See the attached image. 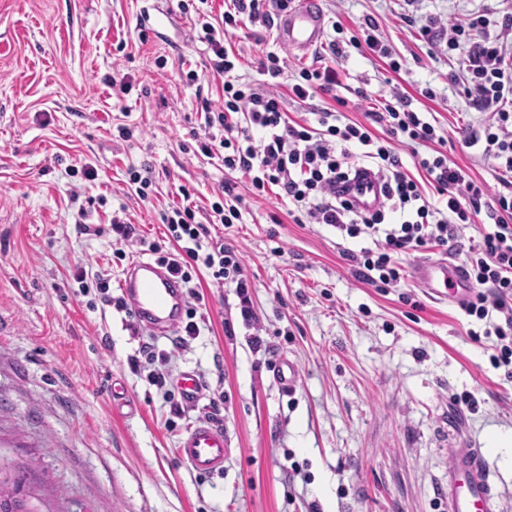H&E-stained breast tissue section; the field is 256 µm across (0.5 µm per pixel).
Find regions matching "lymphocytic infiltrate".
Segmentation results:
<instances>
[{"instance_id": "lymphocytic-infiltrate-1", "label": "lymphocytic infiltrate", "mask_w": 512, "mask_h": 512, "mask_svg": "<svg viewBox=\"0 0 512 512\" xmlns=\"http://www.w3.org/2000/svg\"><path fill=\"white\" fill-rule=\"evenodd\" d=\"M288 2L231 0L216 22H202L199 40L211 54L212 74L224 79V96L205 113L201 153L218 158L225 171L247 176L255 196L277 190L280 198L288 200V215L294 223L325 224L351 238H370L372 247L345 255L355 280L368 287H398L401 256L433 246L457 249L460 225L478 228L479 240L469 246L464 260L473 294L463 310L467 316L487 321L485 335L498 340L491 362L506 367L512 378V12L503 14L495 35L488 33L490 21L482 10L455 23L433 18L424 28L430 41L443 40L449 49L464 52L465 93L485 119L480 128L463 132L462 141L468 148L481 147L483 156L496 160L505 178L502 191L494 193L449 158L445 138L423 113L413 109L409 95L395 94L381 110L367 111L361 122H341L335 110L321 108L315 110L314 122L302 124L290 120L283 109L277 80L284 67L275 53L258 62L262 82L240 83L236 74L239 58L224 40L226 27L244 19L268 24L273 13L287 10ZM350 46L366 47L369 54L388 59L392 72L401 70L391 58L379 23L371 17L349 44L329 40L323 63L301 69L298 80L289 84L292 98L304 102L317 93L335 96L341 84L336 61ZM374 123L398 142L432 146L431 155L417 160L424 180L409 176L398 154L374 137L370 129ZM361 147L376 162L389 211L398 215L396 224H386L389 211L360 213L336 191L337 184L356 167L355 151ZM428 185L435 189L437 201L426 196ZM220 193L204 223L197 221L192 201L186 199L173 207L163 217L171 251L161 252L155 244L150 247L189 286L187 321L172 340L178 349L200 334L195 317L204 298L191 283L202 274L216 288L235 283L240 316L254 331L251 344L257 350L265 344L258 332L260 320L241 252L233 244L209 238V225L228 227L242 216L244 198L234 184L224 183ZM497 314L502 317L498 323L493 320Z\"/></svg>"}]
</instances>
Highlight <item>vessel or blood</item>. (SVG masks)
I'll return each instance as SVG.
<instances>
[{"instance_id":"1","label":"vessel or blood","mask_w":512,"mask_h":512,"mask_svg":"<svg viewBox=\"0 0 512 512\" xmlns=\"http://www.w3.org/2000/svg\"><path fill=\"white\" fill-rule=\"evenodd\" d=\"M279 37L289 49L306 53L322 40L324 16L318 0H294L278 19ZM380 175L373 169L356 167L351 179L338 191L361 212L372 213L384 207L386 199ZM411 275L435 299L461 304L472 293L462 265L447 259L419 260ZM121 288L128 300L136 326L154 336H167L177 329L188 303L184 285L167 266L139 259L127 268ZM182 404L195 408L202 398L204 384L194 373L185 372L177 380ZM179 455L190 468L203 474L224 470L228 440L222 426L206 419L195 421L178 442ZM495 487L484 452L479 448L457 451L451 461L448 479V512H493Z\"/></svg>"}]
</instances>
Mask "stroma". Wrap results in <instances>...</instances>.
Returning <instances> with one entry per match:
<instances>
[{
	"instance_id": "stroma-1",
	"label": "stroma",
	"mask_w": 512,
	"mask_h": 512,
	"mask_svg": "<svg viewBox=\"0 0 512 512\" xmlns=\"http://www.w3.org/2000/svg\"><path fill=\"white\" fill-rule=\"evenodd\" d=\"M198 0H0V460L34 463L28 482L38 512H448L454 451L483 449L496 488L494 512H512V379L489 358L496 337L453 303H437L412 278L366 287L344 255L367 244L324 224H296L275 194L250 198L231 228L212 235L238 246L268 350H254L234 284H203L207 311L186 349L135 329L122 311L120 280L130 263L112 241L120 217L169 249L162 214L179 186L208 209L224 181L248 195V179L195 156V131L224 81L212 75L195 25ZM326 25L347 42L374 17L401 65L353 47L338 59L346 101L362 120L375 100L413 96L449 157L499 190L493 159L462 146L461 132L484 115L451 83L460 51L429 54V18L462 21L490 10V34L512 0H320ZM241 82L259 83V58L287 68L278 91L293 120L322 97L299 103L288 81L316 65L279 40L275 25L229 30ZM165 68H157L156 59ZM126 79L127 92L111 79ZM430 88L434 96L420 97ZM91 165L97 176L77 181ZM153 176L141 200L129 169ZM80 198L71 202L70 189ZM86 207L81 233L75 223ZM281 223H271V215ZM104 278L110 301L74 280L77 268ZM234 336H226L225 323ZM168 352L166 389L152 364L129 360L147 344ZM292 359L298 385L285 393L271 364ZM199 374L195 410L175 408V377ZM132 406H125L123 398ZM218 417L229 439L224 472L204 476L177 444L200 418Z\"/></svg>"
}]
</instances>
